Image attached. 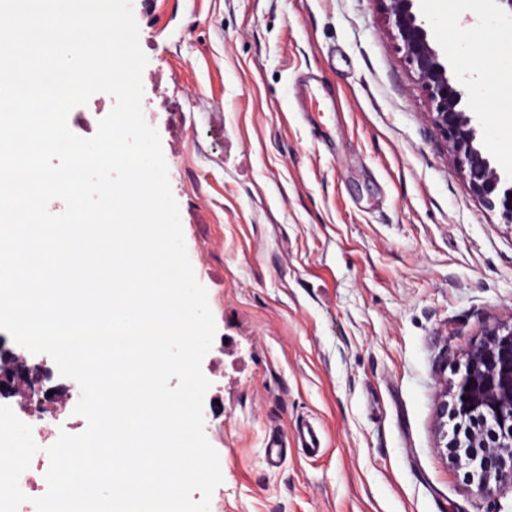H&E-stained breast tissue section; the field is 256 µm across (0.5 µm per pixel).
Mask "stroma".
I'll return each mask as SVG.
<instances>
[{
  "label": "stroma",
  "instance_id": "obj_1",
  "mask_svg": "<svg viewBox=\"0 0 512 512\" xmlns=\"http://www.w3.org/2000/svg\"><path fill=\"white\" fill-rule=\"evenodd\" d=\"M476 141L512 172V14L416 0ZM161 139L216 336L210 512H512L439 446L436 407L484 331L512 323V224L456 170L378 0H133ZM314 76L324 110L295 106ZM98 92L68 123L89 138ZM311 422L323 450L295 433ZM288 440L269 467L271 436Z\"/></svg>",
  "mask_w": 512,
  "mask_h": 512
}]
</instances>
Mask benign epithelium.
<instances>
[{
    "label": "benign epithelium",
    "mask_w": 512,
    "mask_h": 512,
    "mask_svg": "<svg viewBox=\"0 0 512 512\" xmlns=\"http://www.w3.org/2000/svg\"><path fill=\"white\" fill-rule=\"evenodd\" d=\"M402 41L406 61L425 85L434 123L471 192L490 211L512 223V181L475 146V129L462 109L463 93L448 80L445 66L413 12L415 0H378ZM46 370L12 353L0 355V398H15L28 414L47 410L54 396L45 386ZM458 420L454 441L444 445L464 462L476 491L491 497L512 486V324L493 328L472 346L453 403L437 407L440 427L448 415Z\"/></svg>",
    "instance_id": "1"
}]
</instances>
